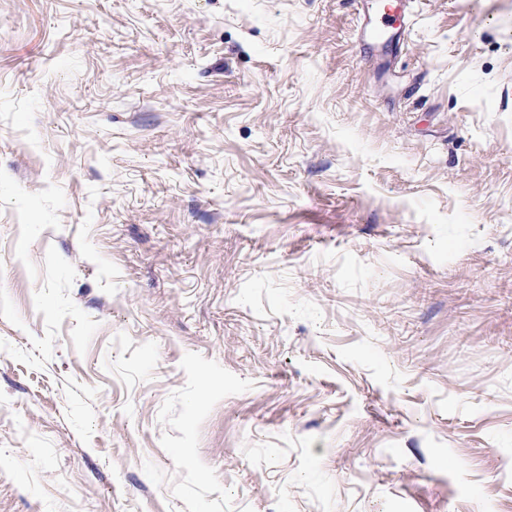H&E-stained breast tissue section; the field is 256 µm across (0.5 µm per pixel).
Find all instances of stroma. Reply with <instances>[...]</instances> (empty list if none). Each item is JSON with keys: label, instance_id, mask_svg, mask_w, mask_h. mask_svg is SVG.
Listing matches in <instances>:
<instances>
[{"label": "stroma", "instance_id": "35a3bbf8", "mask_svg": "<svg viewBox=\"0 0 512 512\" xmlns=\"http://www.w3.org/2000/svg\"><path fill=\"white\" fill-rule=\"evenodd\" d=\"M0 0V512H512V0ZM408 0H384L377 11L376 25L373 28V35L381 37L387 30H393L401 26L402 7L407 11Z\"/></svg>", "mask_w": 512, "mask_h": 512}]
</instances>
